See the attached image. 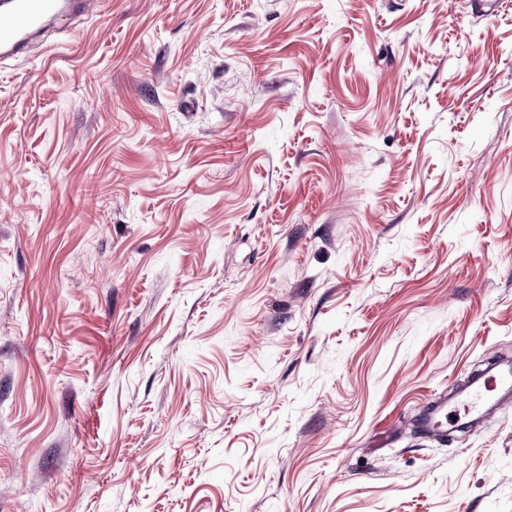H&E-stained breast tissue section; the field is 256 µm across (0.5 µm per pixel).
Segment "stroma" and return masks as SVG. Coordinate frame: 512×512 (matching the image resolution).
<instances>
[{
	"label": "stroma",
	"instance_id": "35a3bbf8",
	"mask_svg": "<svg viewBox=\"0 0 512 512\" xmlns=\"http://www.w3.org/2000/svg\"><path fill=\"white\" fill-rule=\"evenodd\" d=\"M0 57V512H512V4L103 0ZM510 394L512 391V367L504 364L482 383H476L468 391H461L460 400L448 408L446 399H440L427 407L418 420L421 432L434 438L441 439L448 433V426L458 424L462 417L483 418L496 406V392ZM455 416V419H452Z\"/></svg>",
	"mask_w": 512,
	"mask_h": 512
}]
</instances>
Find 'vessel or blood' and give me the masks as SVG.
<instances>
[{
  "instance_id": "1",
  "label": "vessel or blood",
  "mask_w": 512,
  "mask_h": 512,
  "mask_svg": "<svg viewBox=\"0 0 512 512\" xmlns=\"http://www.w3.org/2000/svg\"><path fill=\"white\" fill-rule=\"evenodd\" d=\"M90 0H0V53H21L30 37L46 23L68 31L70 17L82 14ZM512 392V366L503 365L483 382L462 392L460 400L441 399L427 407L418 420L421 432L434 438L445 436L454 419H480L496 406V393Z\"/></svg>"
}]
</instances>
